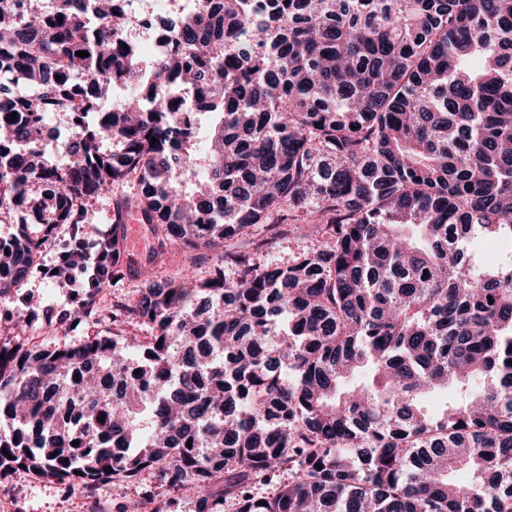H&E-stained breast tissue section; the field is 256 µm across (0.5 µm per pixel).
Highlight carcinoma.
<instances>
[{
	"label": "carcinoma",
	"instance_id": "obj_1",
	"mask_svg": "<svg viewBox=\"0 0 512 512\" xmlns=\"http://www.w3.org/2000/svg\"><path fill=\"white\" fill-rule=\"evenodd\" d=\"M52 109L75 119L63 165ZM1 129L0 297L130 181L113 207L159 260L214 263L117 305L146 343L0 347V479L153 470L150 512L187 490L200 512H512V0H0ZM307 246H310V243L305 242V240L281 241L279 244L270 246L266 252L263 253L261 262L266 265L283 264L288 261L294 253L299 252L300 249Z\"/></svg>",
	"mask_w": 512,
	"mask_h": 512
}]
</instances>
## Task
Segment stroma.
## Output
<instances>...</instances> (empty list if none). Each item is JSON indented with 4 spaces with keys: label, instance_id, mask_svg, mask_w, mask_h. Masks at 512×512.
I'll list each match as a JSON object with an SVG mask.
<instances>
[{
    "label": "stroma",
    "instance_id": "obj_1",
    "mask_svg": "<svg viewBox=\"0 0 512 512\" xmlns=\"http://www.w3.org/2000/svg\"><path fill=\"white\" fill-rule=\"evenodd\" d=\"M145 269L129 272L119 281L105 284L95 296L92 312H84L67 289L31 277L19 291L0 297V346L38 345L54 348L93 336H109L123 330L114 303L138 299ZM33 296L40 316L30 319L23 300ZM0 493L5 512H139V488L134 483H112L87 491L82 486H61L28 472H14Z\"/></svg>",
    "mask_w": 512,
    "mask_h": 512
}]
</instances>
